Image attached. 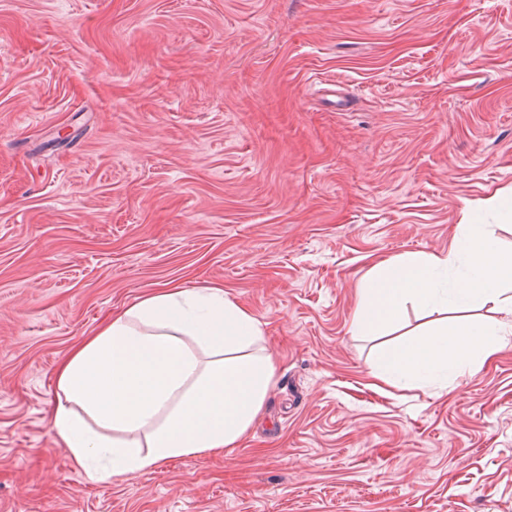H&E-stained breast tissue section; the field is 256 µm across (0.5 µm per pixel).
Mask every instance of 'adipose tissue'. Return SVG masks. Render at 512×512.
I'll use <instances>...</instances> for the list:
<instances>
[{
  "label": "adipose tissue",
  "mask_w": 512,
  "mask_h": 512,
  "mask_svg": "<svg viewBox=\"0 0 512 512\" xmlns=\"http://www.w3.org/2000/svg\"><path fill=\"white\" fill-rule=\"evenodd\" d=\"M351 329L375 335L407 310L461 316L405 332L370 373L399 388L453 389L512 343V251L465 219L448 253L410 251L362 280ZM475 304L497 318L470 315ZM276 365L261 321L220 288H162L106 318L56 372L54 444L96 481L235 447L262 411Z\"/></svg>",
  "instance_id": "1"
}]
</instances>
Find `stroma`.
Instances as JSON below:
<instances>
[{
	"mask_svg": "<svg viewBox=\"0 0 512 512\" xmlns=\"http://www.w3.org/2000/svg\"><path fill=\"white\" fill-rule=\"evenodd\" d=\"M510 192L512 0H0V512H512V346L380 391L350 331L464 212L512 248ZM168 284L260 319L274 384L224 454L93 481L57 362Z\"/></svg>",
	"mask_w": 512,
	"mask_h": 512,
	"instance_id": "35a3bbf8",
	"label": "stroma"
}]
</instances>
